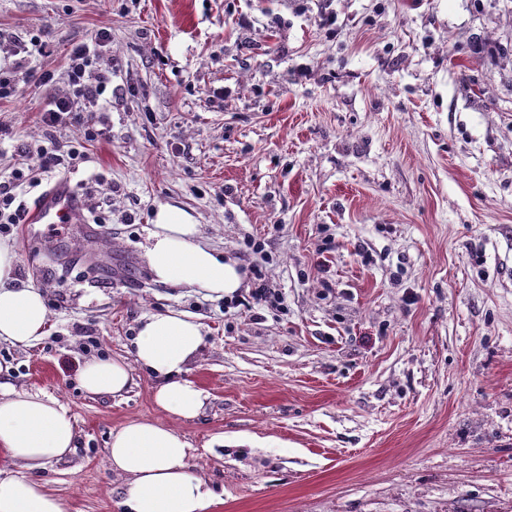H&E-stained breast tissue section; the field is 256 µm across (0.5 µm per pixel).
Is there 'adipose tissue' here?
Wrapping results in <instances>:
<instances>
[{
  "label": "adipose tissue",
  "instance_id": "1",
  "mask_svg": "<svg viewBox=\"0 0 512 512\" xmlns=\"http://www.w3.org/2000/svg\"><path fill=\"white\" fill-rule=\"evenodd\" d=\"M153 223L145 256L156 283L217 296L241 288L236 262L201 241L190 213L164 205ZM16 263L14 246L0 242V341L25 347L44 335L48 308L41 289L16 276ZM133 345L136 362L157 381L156 403L177 417L198 416L206 395L187 372L203 345L201 324L176 311L150 314ZM130 382V368L119 358H89L77 375L79 388L92 396L121 394ZM76 447L74 418L63 404L0 382V457L20 467L0 475V512H66L62 499L34 474ZM188 449L180 433L152 422L131 421L112 431L108 462L113 472L128 479L126 512H211L219 497L203 476L191 471Z\"/></svg>",
  "mask_w": 512,
  "mask_h": 512
}]
</instances>
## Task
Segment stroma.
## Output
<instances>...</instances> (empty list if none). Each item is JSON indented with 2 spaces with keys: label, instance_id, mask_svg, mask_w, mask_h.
Masks as SVG:
<instances>
[{
  "label": "stroma",
  "instance_id": "obj_1",
  "mask_svg": "<svg viewBox=\"0 0 512 512\" xmlns=\"http://www.w3.org/2000/svg\"><path fill=\"white\" fill-rule=\"evenodd\" d=\"M102 28L109 136L55 128L87 156L24 197L67 182L88 221L8 236L49 321L0 365L79 434L36 479L66 512H124L108 442L138 420L186 438L211 512H512V0H0V70L19 74L0 177L43 146L69 51ZM166 204L237 262L235 293L154 282ZM259 279L283 305L253 300ZM166 310L204 326L192 419L133 355ZM92 356L129 362L124 395L78 388Z\"/></svg>",
  "mask_w": 512,
  "mask_h": 512
}]
</instances>
